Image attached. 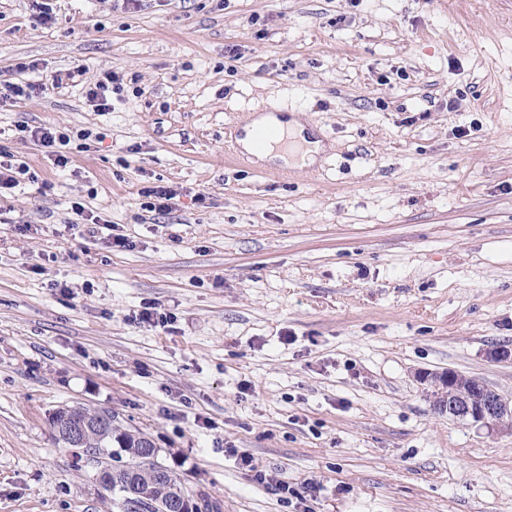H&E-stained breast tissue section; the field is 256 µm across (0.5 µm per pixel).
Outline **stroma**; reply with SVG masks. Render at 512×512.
<instances>
[{
  "label": "stroma",
  "mask_w": 512,
  "mask_h": 512,
  "mask_svg": "<svg viewBox=\"0 0 512 512\" xmlns=\"http://www.w3.org/2000/svg\"><path fill=\"white\" fill-rule=\"evenodd\" d=\"M54 9L0 0V80L34 60L48 86L0 105V151L38 176L0 200V512H122L55 439L77 404L219 512H512V434L441 414L416 377L512 399V360L487 357L512 348V0ZM108 70L124 89L96 112ZM289 108L318 162L282 181L230 161L241 121ZM23 121L105 138L57 168ZM149 185L177 211L145 210ZM76 201L101 223L69 226ZM149 304L172 323L138 322ZM123 76L117 72L106 71L103 76L86 90V98L96 112H107L112 104L109 102L108 92H121ZM140 195L146 199H150L145 204L146 209L150 212L155 211L160 215H169L175 209L177 203L176 198L179 193L165 186H145L140 190Z\"/></svg>",
  "instance_id": "1"
}]
</instances>
